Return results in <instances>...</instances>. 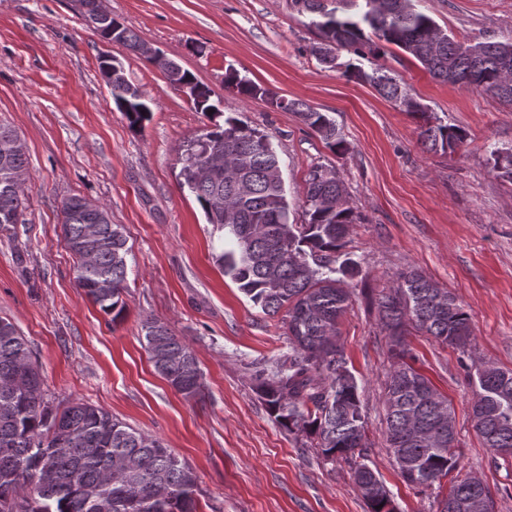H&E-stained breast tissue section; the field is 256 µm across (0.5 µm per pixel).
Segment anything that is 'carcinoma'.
Returning a JSON list of instances; mask_svg holds the SVG:
<instances>
[{"label":"carcinoma","instance_id":"cac0c4a2","mask_svg":"<svg viewBox=\"0 0 512 512\" xmlns=\"http://www.w3.org/2000/svg\"><path fill=\"white\" fill-rule=\"evenodd\" d=\"M82 20L103 38L119 29L116 42L141 54L143 41L100 0H81ZM309 16L317 35L311 53L329 68L372 87L381 97L419 120L418 135L431 152L452 154L466 133L432 120L377 59L393 45L442 82L461 84L512 106V42H459L416 0H290ZM345 51L369 62L365 69L339 61ZM170 84L193 85L194 109L210 125L183 142L176 164L181 189L195 196L213 231L230 248L218 257L224 275L262 312L280 317L288 354L255 376L256 392L280 426L315 441L322 456L351 466L355 486L370 512H394L383 482L360 459L369 448L359 386L337 342L339 320L349 307L348 280L360 273L343 252L348 229L364 215L350 202L335 166L314 163L304 177L303 220L290 222L278 157L269 136L238 116H226L208 86L195 81L170 58L148 59ZM116 108L133 128L151 107L125 76L124 66L100 62ZM225 83L247 98L294 112L333 153L347 151L335 120L306 103L280 96L228 70ZM492 170L512 181V149L492 152ZM27 171L24 145L0 124V226L23 224L25 190L17 174ZM62 237L78 260L76 284L114 323L126 310L127 240L106 208L87 209L74 195L61 203ZM382 328L395 359L385 382L386 442L400 476L430 487L458 467L454 410L414 366L405 336L421 331L465 353L474 336L470 316L455 296L417 270L401 274L378 303ZM146 349L155 370L187 398L200 394L203 373L188 344L163 322L144 325ZM28 340L0 318V512H197V476L163 442L139 432L109 411L81 401L53 404ZM471 417L485 447L512 460V370L476 367ZM477 494L482 483L455 478L440 500Z\"/></svg>","mask_w":512,"mask_h":512}]
</instances>
